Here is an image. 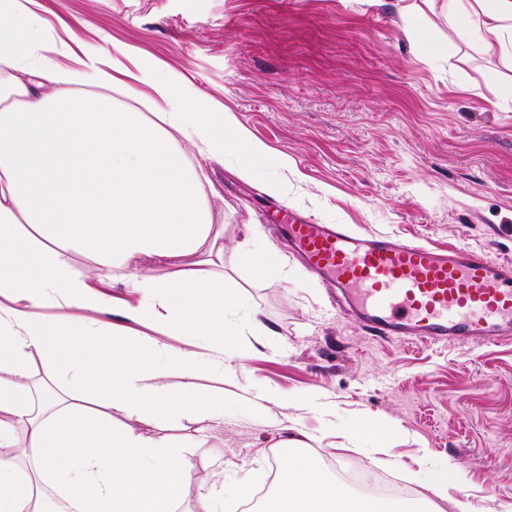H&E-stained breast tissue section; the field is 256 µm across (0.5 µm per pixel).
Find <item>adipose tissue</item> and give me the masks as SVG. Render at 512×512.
I'll use <instances>...</instances> for the list:
<instances>
[{"mask_svg": "<svg viewBox=\"0 0 512 512\" xmlns=\"http://www.w3.org/2000/svg\"><path fill=\"white\" fill-rule=\"evenodd\" d=\"M38 0H0V512H29L53 487L52 512H171L195 497L198 512H220L224 495L194 493L190 442L154 441L140 422L198 416L222 421L223 398L193 389L229 356L237 329V283L224 275L222 231L193 157H245L266 146L230 113L176 94L173 79L140 63L129 79L111 48L88 45L75 64L60 45L49 54ZM462 41L512 56V0H447ZM151 90L155 117L120 104L108 89ZM88 255L95 275L74 271L68 254ZM162 275L135 271L140 258ZM122 283L136 302L106 292ZM57 316L39 315L44 305ZM84 316H68L69 308ZM197 336L211 357L132 341L99 322L105 311ZM178 375L180 389L165 379ZM127 423L115 426L113 414ZM289 449L278 471L272 512H414L410 503H362Z\"/></svg>", "mask_w": 512, "mask_h": 512, "instance_id": "1", "label": "adipose tissue"}]
</instances>
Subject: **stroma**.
<instances>
[{
	"mask_svg": "<svg viewBox=\"0 0 512 512\" xmlns=\"http://www.w3.org/2000/svg\"><path fill=\"white\" fill-rule=\"evenodd\" d=\"M40 3L52 38L110 41L128 49L130 70L155 61L271 152L251 180L238 158L202 163L221 194L226 253L246 242L267 261L260 272L225 267L241 286L243 328L227 339L233 377L203 383L228 407L194 458V487L223 486L224 512H239L241 485L266 486L295 420L311 437L304 456L328 477L348 465L369 481L389 474L430 512H454L463 492L512 508V344L427 347L358 328L275 225L290 210L512 262V60L461 43L440 8L426 21L446 50L428 56L404 37L399 0ZM270 178L282 195L264 191ZM363 426L387 435L385 447L350 444ZM426 455L458 463L464 490L437 498Z\"/></svg>",
	"mask_w": 512,
	"mask_h": 512,
	"instance_id": "1",
	"label": "stroma"
}]
</instances>
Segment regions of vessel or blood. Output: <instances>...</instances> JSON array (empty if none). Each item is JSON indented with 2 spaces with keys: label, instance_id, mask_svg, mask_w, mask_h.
I'll return each instance as SVG.
<instances>
[{
  "label": "vessel or blood",
  "instance_id": "vessel-or-blood-1",
  "mask_svg": "<svg viewBox=\"0 0 512 512\" xmlns=\"http://www.w3.org/2000/svg\"><path fill=\"white\" fill-rule=\"evenodd\" d=\"M279 223L308 268L354 310L359 327L422 344L512 340V264L491 260L485 250L439 251L290 211Z\"/></svg>",
  "mask_w": 512,
  "mask_h": 512
}]
</instances>
